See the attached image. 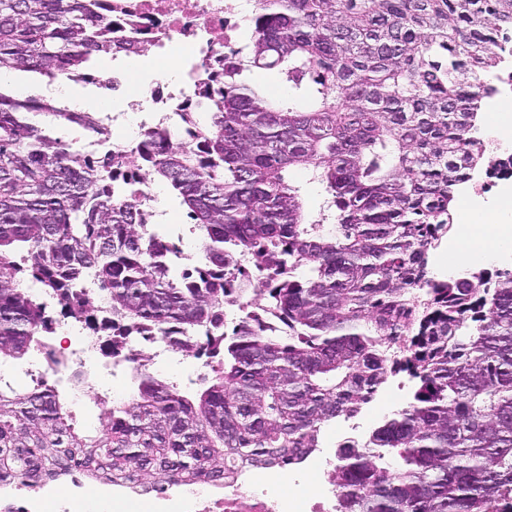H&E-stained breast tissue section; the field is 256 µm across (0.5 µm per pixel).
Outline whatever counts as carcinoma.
Segmentation results:
<instances>
[{"label":"carcinoma","mask_w":512,"mask_h":512,"mask_svg":"<svg viewBox=\"0 0 512 512\" xmlns=\"http://www.w3.org/2000/svg\"><path fill=\"white\" fill-rule=\"evenodd\" d=\"M111 26L94 0H0V68L66 79L112 55ZM249 29L211 82L209 122L189 113L200 146L164 127L139 145L145 175L199 231L203 266L178 276L180 249L114 172L56 136L74 113L0 83V360L45 348L50 330L17 276L20 251L46 295L108 332L107 356L135 336L216 329L224 305L251 292L278 321L190 344L223 351L195 392L138 372L131 401L109 405L93 432L56 388L1 387L0 474L75 466L183 482L258 454L289 461L405 371L412 402L363 449L339 450L340 512H512V272L436 279L428 268L456 183L485 164L470 128L498 39L512 37V0H263ZM254 68L277 71L288 99L245 84ZM307 185L322 191L316 211ZM241 257L253 268L229 289L224 269Z\"/></svg>","instance_id":"obj_1"}]
</instances>
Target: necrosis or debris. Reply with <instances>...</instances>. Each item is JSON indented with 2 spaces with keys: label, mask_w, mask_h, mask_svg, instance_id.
I'll return each mask as SVG.
<instances>
[{
  "label": "necrosis or debris",
  "mask_w": 512,
  "mask_h": 512,
  "mask_svg": "<svg viewBox=\"0 0 512 512\" xmlns=\"http://www.w3.org/2000/svg\"><path fill=\"white\" fill-rule=\"evenodd\" d=\"M112 18L113 59L137 56L143 45L154 48L161 59H177L186 79L181 87L168 82L140 83L131 74L117 75L95 68L71 75L74 83L111 87L113 92L135 91L138 98L131 109L150 103L154 112L170 118L181 111H195L204 88L202 74L223 73L225 50L237 51L243 22L241 0H102ZM499 71L485 77L491 92L486 111L471 134L488 149V167L472 172L458 185L456 194L470 209L498 213L512 211V168L500 169V162L512 159V141L500 136L499 109L512 100V39L500 43ZM52 333L60 338L65 364L44 355L38 361L0 366V379L39 382L52 377H70L83 368L97 349L98 336L84 332L77 320L56 321ZM373 425L370 413L342 415L326 425L318 448L291 463L263 465L239 462L214 477L172 483L157 476L152 482L141 477L128 481L100 480L90 483L83 472L69 474L65 483L51 477L27 479L14 472L0 475V512H92L91 499L110 505L112 512H124L132 503L143 504L146 512H337L336 454L345 445H362ZM289 471L312 476L313 492L294 498L272 475Z\"/></svg>",
  "instance_id": "obj_1"
}]
</instances>
